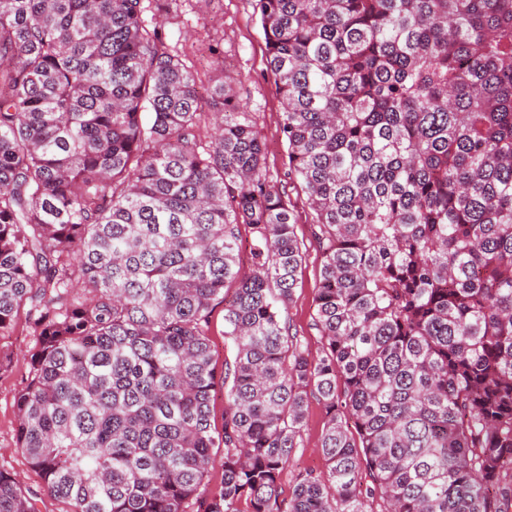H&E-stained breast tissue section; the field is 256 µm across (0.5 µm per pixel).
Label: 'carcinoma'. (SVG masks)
Instances as JSON below:
<instances>
[{
    "label": "carcinoma",
    "instance_id": "cac0c4a2",
    "mask_svg": "<svg viewBox=\"0 0 512 512\" xmlns=\"http://www.w3.org/2000/svg\"><path fill=\"white\" fill-rule=\"evenodd\" d=\"M254 2L323 257L316 358L232 87L205 141L144 0H0V332L26 306L39 336L17 450L70 512H512V0ZM312 394L327 472L283 498ZM0 512H34L1 469ZM209 337L219 378L224 373V357L227 354V345H229L224 337V305L222 304L215 306L211 313Z\"/></svg>",
    "mask_w": 512,
    "mask_h": 512
}]
</instances>
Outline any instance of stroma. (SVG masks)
<instances>
[{
    "instance_id": "stroma-1",
    "label": "stroma",
    "mask_w": 512,
    "mask_h": 512,
    "mask_svg": "<svg viewBox=\"0 0 512 512\" xmlns=\"http://www.w3.org/2000/svg\"><path fill=\"white\" fill-rule=\"evenodd\" d=\"M144 19L147 25L158 26L168 49L191 67L200 91L224 77L233 86L240 109L253 113L265 139L268 174L290 200L304 252L300 282L289 309L290 325L308 351L319 354L322 342L314 326V296L322 255L311 234L314 213L288 167V148L280 134L283 109L267 66L254 0H171L168 15L159 16L151 8ZM36 351L33 324L27 312H19L11 328L0 332V469L14 474L32 492L37 512H69L68 504L47 493L38 472L16 450L17 395ZM324 422L322 403L310 398L291 471L326 472L320 451Z\"/></svg>"
}]
</instances>
